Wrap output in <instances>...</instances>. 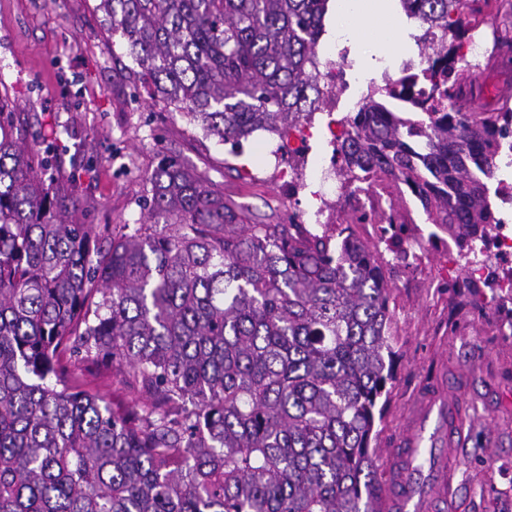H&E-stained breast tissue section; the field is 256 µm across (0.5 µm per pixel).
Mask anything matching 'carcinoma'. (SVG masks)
<instances>
[{
  "label": "carcinoma",
  "mask_w": 512,
  "mask_h": 512,
  "mask_svg": "<svg viewBox=\"0 0 512 512\" xmlns=\"http://www.w3.org/2000/svg\"><path fill=\"white\" fill-rule=\"evenodd\" d=\"M489 0H399L452 38H417L433 82L416 117L374 95L342 118L345 176L408 188L460 247L499 223L488 183L512 106L467 112L463 19ZM153 87L238 153L322 105L329 0H100ZM0 91V512H381L370 448L394 382L391 288L348 233L254 224L176 160L150 175L147 222L77 224L15 135ZM404 225L381 228L403 254ZM92 359L145 395L115 410L69 383Z\"/></svg>",
  "instance_id": "1"
}]
</instances>
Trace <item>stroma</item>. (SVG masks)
Segmentation results:
<instances>
[{
  "instance_id": "obj_1",
  "label": "stroma",
  "mask_w": 512,
  "mask_h": 512,
  "mask_svg": "<svg viewBox=\"0 0 512 512\" xmlns=\"http://www.w3.org/2000/svg\"><path fill=\"white\" fill-rule=\"evenodd\" d=\"M97 0H0V81L8 108L29 145L54 143L44 175L74 193L84 224H136L149 198L148 177L163 157L189 163L226 200L249 208L254 221L284 224L309 209L291 197L267 168L254 141L240 155L189 124L174 108L152 100L139 67L106 31ZM472 28L488 41L512 40V0H490ZM430 223L405 225L400 259L383 252L394 316L395 387L376 423V467L387 474V454L419 395L433 378L457 393L464 442L448 458L459 512H512V290H485L482 304L457 285L462 260L438 241L419 246ZM74 383L113 404L135 396L123 374L83 362Z\"/></svg>"
}]
</instances>
